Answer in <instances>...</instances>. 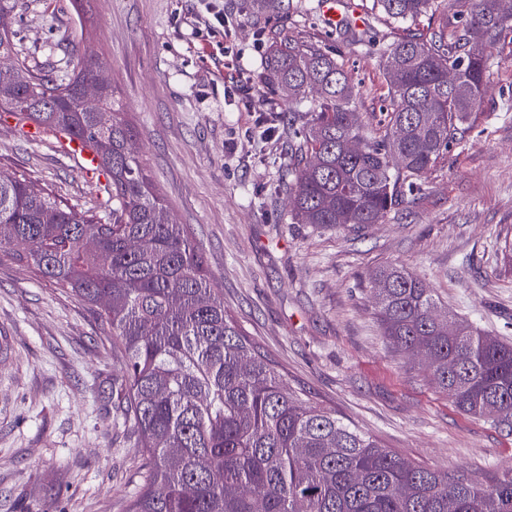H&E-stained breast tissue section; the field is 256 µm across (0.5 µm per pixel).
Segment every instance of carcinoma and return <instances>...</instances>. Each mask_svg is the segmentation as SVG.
Instances as JSON below:
<instances>
[{"label": "carcinoma", "instance_id": "cac0c4a2", "mask_svg": "<svg viewBox=\"0 0 512 512\" xmlns=\"http://www.w3.org/2000/svg\"><path fill=\"white\" fill-rule=\"evenodd\" d=\"M254 13L283 0H245ZM391 24L414 23L445 0H375ZM453 32L408 33L382 57L388 123L366 135L355 86L337 54L272 34L264 82L292 92L305 117L290 148L294 224L364 228L409 203L455 130L481 104L484 49L512 34L496 0H470ZM458 85L448 83V68ZM100 83L102 112L81 89ZM0 112L81 140L106 178L107 218L58 202L31 179L0 175V257L25 262L105 322L123 361L114 421L142 448L128 512H512V469L477 479L413 464L308 394L224 308L193 231L171 220L124 105L92 60L56 84L17 63L0 69ZM357 137L363 151L348 154ZM402 163L396 164L395 156ZM383 336L424 361L459 409L512 433V344L464 325L402 266L370 281ZM456 327L448 334V324Z\"/></svg>", "mask_w": 512, "mask_h": 512}]
</instances>
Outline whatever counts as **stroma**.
Returning <instances> with one entry per match:
<instances>
[{
  "label": "stroma",
  "instance_id": "stroma-1",
  "mask_svg": "<svg viewBox=\"0 0 512 512\" xmlns=\"http://www.w3.org/2000/svg\"><path fill=\"white\" fill-rule=\"evenodd\" d=\"M319 0L253 20L243 0H10L0 32L15 58L60 81L104 63L174 223L204 250L224 307L303 389L410 462L487 476L512 467V434L456 408L418 357L389 348L368 280L396 263L456 319L512 342V35L487 50L486 93L462 139L409 207L360 229L294 224L282 175L288 100L261 78L273 31L338 51L368 130L383 135L384 49L401 31L374 0H351L361 42ZM259 82L239 93L247 79ZM281 119L262 137L258 113ZM0 174L25 175L79 212L105 196L56 136L0 114ZM123 361L87 305L0 260V512H126L142 450L113 422Z\"/></svg>",
  "mask_w": 512,
  "mask_h": 512
}]
</instances>
